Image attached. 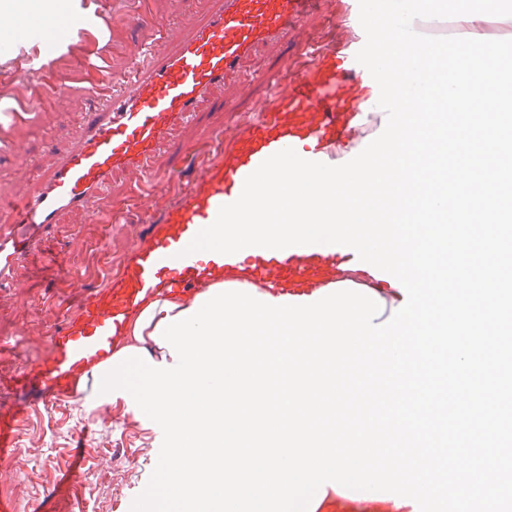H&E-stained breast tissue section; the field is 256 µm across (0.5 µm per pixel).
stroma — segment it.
Segmentation results:
<instances>
[{"instance_id": "1", "label": "stroma", "mask_w": 512, "mask_h": 512, "mask_svg": "<svg viewBox=\"0 0 512 512\" xmlns=\"http://www.w3.org/2000/svg\"><path fill=\"white\" fill-rule=\"evenodd\" d=\"M75 13L88 12L104 21L101 32L86 41L63 44L51 69L68 80L101 57L120 89L130 57L138 46L160 40L175 48L216 7L217 0H149L153 13L165 19L162 36L133 27L128 0H66ZM336 0H323L308 19L315 37L340 46L360 32L336 17ZM31 45L0 33V108L23 93L22 80L33 66ZM301 61L300 47L281 40L257 48L239 72L201 101L192 120L176 127L165 146L154 152L148 170L120 169L111 184L84 211L63 212L51 230L52 259L75 272L73 282L55 279L30 264L15 271L18 288L0 292V406L24 407L28 416L11 448L0 453V506L8 512H131L156 466L163 436L154 423L134 414L124 401L83 410L75 402L44 403L12 381L21 367L39 356L46 333L65 308L102 284L105 274L120 270L133 244L149 240L176 200V188L187 186L188 168L174 146L209 140L230 124L247 129L275 104L272 77L289 75ZM85 112L66 90L36 108L24 123L0 115V135L12 144L0 152V224L8 223L5 204L19 194L35 192L49 171L76 142ZM171 181L172 190L157 193L149 212L133 200L148 179ZM83 464L74 477L65 471L75 452Z\"/></svg>"}]
</instances>
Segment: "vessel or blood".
<instances>
[{
	"label": "vessel or blood",
	"mask_w": 512,
	"mask_h": 512,
	"mask_svg": "<svg viewBox=\"0 0 512 512\" xmlns=\"http://www.w3.org/2000/svg\"><path fill=\"white\" fill-rule=\"evenodd\" d=\"M320 0H220L175 51L153 45L131 59L120 95L112 79L100 76V107L88 111L77 143L55 164L41 188L12 200L10 223L0 225V290L16 287V265L39 252L60 214L79 210L110 180L116 168H146L159 143L178 123L188 121L199 101L261 43L301 38L308 58L302 71L276 78L278 106L247 133L225 129L238 140L236 152L201 164L191 186L148 243L138 245L117 277L86 293L48 332L42 355L16 376L18 388L35 389L44 399L70 398L72 381L112 353L127 322L144 298L173 293L193 295L223 275L291 295L350 281L349 260L341 249L297 245L258 251L246 260L213 251L188 252L197 233L210 226L223 205L236 201L244 181L274 152L294 147L305 159L320 161L341 139L351 137L368 95L357 69V46L335 49L306 31V18ZM133 24L163 33L164 25L135 0ZM29 100L17 101L9 115L20 120L29 105H43L59 86L34 72ZM26 409L0 407V438L15 437Z\"/></svg>",
	"instance_id": "obj_1"
}]
</instances>
